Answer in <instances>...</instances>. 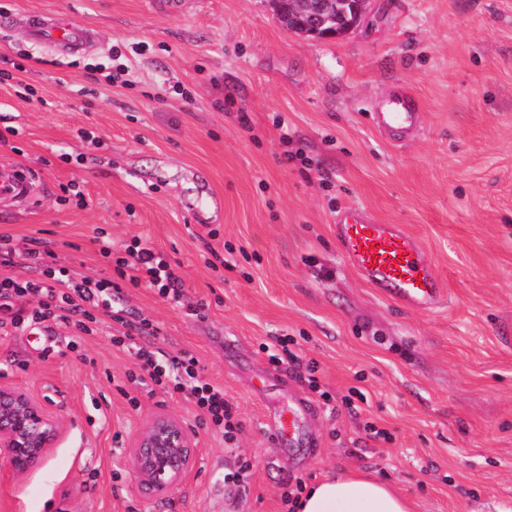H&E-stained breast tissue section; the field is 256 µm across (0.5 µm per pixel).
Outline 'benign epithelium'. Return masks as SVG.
<instances>
[{"label":"benign epithelium","mask_w":512,"mask_h":512,"mask_svg":"<svg viewBox=\"0 0 512 512\" xmlns=\"http://www.w3.org/2000/svg\"><path fill=\"white\" fill-rule=\"evenodd\" d=\"M286 30L318 39L340 37L366 16L369 0H271ZM63 424L24 390L0 385V455L14 477L36 470L56 447ZM194 436L183 422L158 414L132 443L134 481L145 495H160L177 486L190 471Z\"/></svg>","instance_id":"obj_1"}]
</instances>
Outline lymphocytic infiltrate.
<instances>
[{
    "mask_svg": "<svg viewBox=\"0 0 512 512\" xmlns=\"http://www.w3.org/2000/svg\"><path fill=\"white\" fill-rule=\"evenodd\" d=\"M124 251V256L115 260L117 278L113 281L86 277L78 280L57 271L49 261H41L42 280L22 281L8 275V268L14 267L22 255L40 260L39 251L29 250L21 255L11 247L0 245V267L5 270L0 276V326L9 324L19 328L62 322L75 335H92L95 324L102 319H119V312L112 308V290L120 280L134 287L154 288L164 298L179 299L183 281L166 258L138 239L125 246ZM28 295L37 298V306L29 310L18 307L17 299ZM135 356L154 386L167 394H186L214 432L221 434L225 441L234 440L239 429L234 407L225 400L222 388L199 378V361L195 356L183 352L170 357L164 366L158 364L155 352L148 348H138Z\"/></svg>",
    "mask_w": 512,
    "mask_h": 512,
    "instance_id": "lymphocytic-infiltrate-1",
    "label": "lymphocytic infiltrate"
}]
</instances>
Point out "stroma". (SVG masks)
I'll return each mask as SVG.
<instances>
[{"label":"stroma","mask_w":512,"mask_h":512,"mask_svg":"<svg viewBox=\"0 0 512 512\" xmlns=\"http://www.w3.org/2000/svg\"><path fill=\"white\" fill-rule=\"evenodd\" d=\"M23 14L93 35L60 53L0 28L15 64L0 166L34 178L31 200L0 203V237L50 245L78 279L113 277L100 235L163 254L181 301L126 285L115 306L156 328L139 344L196 356L242 429L227 451L184 394L131 381L133 351L111 341L122 323L77 339L62 323L2 327L0 384L64 430L25 477L0 460V512H286L283 495L337 471L387 481L414 512H512V0H370L326 39L286 31L270 0H183L173 15L154 0H0V19ZM120 64L127 83H108ZM403 89L422 128L396 142L372 112ZM348 208L417 238L445 304L407 311L367 285L336 239ZM290 351L317 362L332 403ZM352 387L365 398L350 409ZM298 398L313 445L273 442L265 419ZM156 414L184 421L196 458L148 497L129 455ZM236 456L243 486L224 479Z\"/></svg>","instance_id":"stroma-1"}]
</instances>
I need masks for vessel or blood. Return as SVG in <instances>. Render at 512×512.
<instances>
[{
  "mask_svg": "<svg viewBox=\"0 0 512 512\" xmlns=\"http://www.w3.org/2000/svg\"><path fill=\"white\" fill-rule=\"evenodd\" d=\"M29 26L36 39L60 51L71 49L87 35L85 29L59 27L44 19L30 20ZM373 120L379 131L405 139L418 132L420 114L412 96L395 94L377 105ZM26 184L18 169L0 167V201L22 195ZM336 237L359 275L394 303L411 310H432L444 302L446 291L424 248L402 225L380 224L348 209L336 219ZM304 411L305 404L299 401L279 413L269 424L271 437H299Z\"/></svg>",
  "mask_w": 512,
  "mask_h": 512,
  "instance_id": "vessel-or-blood-1",
  "label": "vessel or blood"
}]
</instances>
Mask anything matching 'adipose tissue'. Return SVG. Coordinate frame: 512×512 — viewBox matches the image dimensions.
Wrapping results in <instances>:
<instances>
[{
    "mask_svg": "<svg viewBox=\"0 0 512 512\" xmlns=\"http://www.w3.org/2000/svg\"><path fill=\"white\" fill-rule=\"evenodd\" d=\"M295 507V512H412L409 500L390 484L344 472L311 485Z\"/></svg>",
    "mask_w": 512,
    "mask_h": 512,
    "instance_id": "adipose-tissue-1",
    "label": "adipose tissue"
}]
</instances>
